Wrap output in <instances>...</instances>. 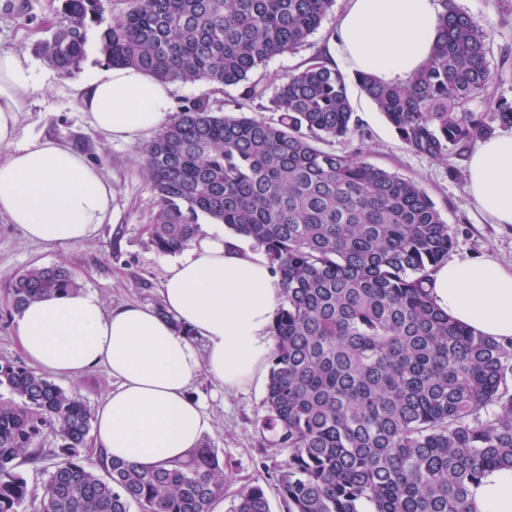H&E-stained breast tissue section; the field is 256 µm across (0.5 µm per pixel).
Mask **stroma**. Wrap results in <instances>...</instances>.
<instances>
[{"instance_id":"stroma-1","label":"stroma","mask_w":512,"mask_h":512,"mask_svg":"<svg viewBox=\"0 0 512 512\" xmlns=\"http://www.w3.org/2000/svg\"><path fill=\"white\" fill-rule=\"evenodd\" d=\"M456 3L489 30L488 62L497 77L493 92L512 101V0ZM53 6V0H0V50L11 49L27 57L37 78L28 100L23 135L69 143L100 166L115 189L114 214L111 223L101 225L94 238L66 250L30 243L15 225L0 218V358L18 361L24 355L14 339L16 316L7 292L18 272L32 265H61L105 307L122 302L154 307L161 301L166 268L172 261L171 256L157 253L148 243L156 203L143 173L142 143L106 140L88 127L78 108L77 88L84 72L104 64L96 33H89L86 57L79 69L69 74L57 72L34 49L36 42L50 38L59 23ZM344 7L345 0H336L308 45L274 57L257 71V78L275 86L279 78L302 69L315 53L335 51L334 34ZM336 67L351 80L349 95L364 136L349 142L328 140L323 150L343 154L359 149L368 162L418 180L453 232L450 258L490 257L511 265L512 225L492 223L469 195L467 155L444 162L414 153L353 83L351 67L341 60ZM242 91L239 84H180L175 105L181 108L203 100L213 111L228 117L271 120V113L260 112ZM265 388V380L259 379L227 394L203 376L190 390L209 417L205 442L216 448L221 464L233 473V482L224 488L226 512H231L238 491L251 482L264 487L272 512H281L276 472L286 467L288 452L272 440L261 439L254 427L265 414Z\"/></svg>"}]
</instances>
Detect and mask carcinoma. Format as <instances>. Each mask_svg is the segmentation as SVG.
Returning <instances> with one entry per match:
<instances>
[{
	"mask_svg": "<svg viewBox=\"0 0 512 512\" xmlns=\"http://www.w3.org/2000/svg\"><path fill=\"white\" fill-rule=\"evenodd\" d=\"M441 2L440 36L420 70L401 82L355 81L412 151L447 161L512 127V102L490 93L487 29ZM333 5L128 0L109 21L103 0H58L60 24L35 50L69 74L94 26L109 65L170 83H243L248 99L278 113L273 122L228 118L196 101L142 155L158 253L181 252L205 217L262 248L281 279L256 429L288 449L276 475L282 512H472L485 473L512 468V342L433 303L432 273L454 239L419 182L358 150L316 147L361 135L342 73L316 55L272 90L250 80L306 46ZM77 287L62 266L31 267L8 285L16 312ZM0 388L10 393L0 401V512H22L35 497L19 462L47 458L39 512H212L224 491L212 448L149 468L109 462L89 448L95 415L83 398L7 358ZM231 512H271L263 487H243Z\"/></svg>",
	"mask_w": 512,
	"mask_h": 512,
	"instance_id": "cac0c4a2",
	"label": "carcinoma"
}]
</instances>
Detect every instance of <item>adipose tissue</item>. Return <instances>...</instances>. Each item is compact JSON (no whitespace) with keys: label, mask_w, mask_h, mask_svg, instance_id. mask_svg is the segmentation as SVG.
I'll return each instance as SVG.
<instances>
[{"label":"adipose tissue","mask_w":512,"mask_h":512,"mask_svg":"<svg viewBox=\"0 0 512 512\" xmlns=\"http://www.w3.org/2000/svg\"><path fill=\"white\" fill-rule=\"evenodd\" d=\"M441 11L439 0H347L339 51L354 71L406 79L428 59ZM35 82L25 56L0 51V217L30 241L68 248L110 221L115 193L102 168L73 146L20 141ZM175 90L135 68L106 65L85 76L78 103L95 132L136 142L168 123ZM468 190L494 223L512 224V134L490 137L471 155ZM430 294L457 322L512 339V265L490 258L444 263L432 274ZM161 301L158 310H108L95 294L72 290L24 306L15 323L35 367L70 378L106 368L114 384L96 409L92 445L143 467L185 461L200 448L209 422L189 394L200 376L231 392L267 369L284 293L261 249L207 228L169 265ZM197 338L204 353L193 346ZM472 502L476 512H512V469L488 472Z\"/></svg>","instance_id":"ef3b65f1"}]
</instances>
